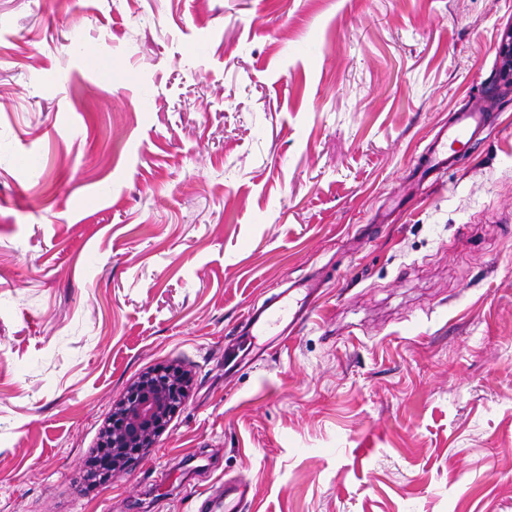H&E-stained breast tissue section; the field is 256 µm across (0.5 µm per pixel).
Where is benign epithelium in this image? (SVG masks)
<instances>
[{"mask_svg": "<svg viewBox=\"0 0 512 512\" xmlns=\"http://www.w3.org/2000/svg\"><path fill=\"white\" fill-rule=\"evenodd\" d=\"M498 59L500 80L512 86V26L502 34ZM192 385L191 372L177 365L149 369L130 384L112 403L109 420L85 463L98 483L128 470L154 446L172 416L185 405Z\"/></svg>", "mask_w": 512, "mask_h": 512, "instance_id": "1", "label": "benign epithelium"}]
</instances>
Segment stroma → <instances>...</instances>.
I'll return each mask as SVG.
<instances>
[{
    "label": "stroma",
    "mask_w": 512,
    "mask_h": 512,
    "mask_svg": "<svg viewBox=\"0 0 512 512\" xmlns=\"http://www.w3.org/2000/svg\"><path fill=\"white\" fill-rule=\"evenodd\" d=\"M512 0H0V512H512ZM493 113L436 183L460 107ZM320 282L287 336L241 325ZM194 385L112 482L150 368ZM499 78L506 86H512V26L504 30L499 46ZM490 121L489 112L461 110L443 126L418 156L415 172L419 179H429L446 172L469 154L482 140ZM192 385L191 372L177 365L149 369L130 384L112 403L109 420L85 463L98 484L110 482L153 448L185 405Z\"/></svg>",
    "instance_id": "obj_1"
}]
</instances>
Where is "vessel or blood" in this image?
<instances>
[{"mask_svg":"<svg viewBox=\"0 0 512 512\" xmlns=\"http://www.w3.org/2000/svg\"><path fill=\"white\" fill-rule=\"evenodd\" d=\"M489 121L490 115L486 112L465 109L454 113L450 123L434 135L418 156L417 176L428 179L446 172L481 141ZM317 288V281L311 277L293 281L287 296L274 297L260 308L247 310L245 328L262 333L284 322L289 327H297L309 314Z\"/></svg>","mask_w":512,"mask_h":512,"instance_id":"vessel-or-blood-1","label":"vessel or blood"}]
</instances>
